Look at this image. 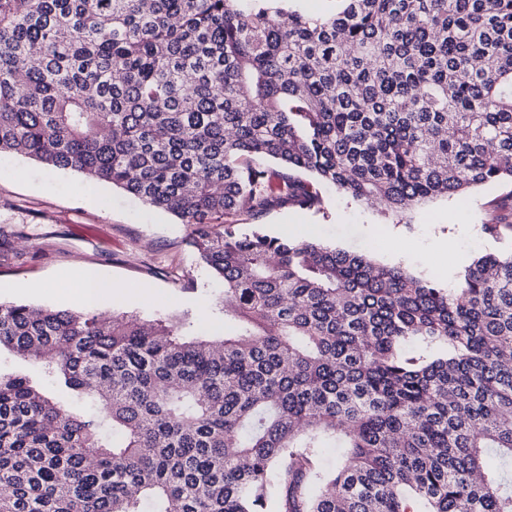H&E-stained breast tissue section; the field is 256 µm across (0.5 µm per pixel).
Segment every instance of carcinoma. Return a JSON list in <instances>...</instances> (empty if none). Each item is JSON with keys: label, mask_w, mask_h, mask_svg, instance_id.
Returning a JSON list of instances; mask_svg holds the SVG:
<instances>
[{"label": "carcinoma", "mask_w": 512, "mask_h": 512, "mask_svg": "<svg viewBox=\"0 0 512 512\" xmlns=\"http://www.w3.org/2000/svg\"><path fill=\"white\" fill-rule=\"evenodd\" d=\"M293 2L0 0V153L190 225L233 324L0 303L70 397L0 373V512H512V222L453 288L238 230L512 184V0Z\"/></svg>", "instance_id": "cac0c4a2"}]
</instances>
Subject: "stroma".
Returning a JSON list of instances; mask_svg holds the SVG:
<instances>
[{"label":"stroma","mask_w":512,"mask_h":512,"mask_svg":"<svg viewBox=\"0 0 512 512\" xmlns=\"http://www.w3.org/2000/svg\"><path fill=\"white\" fill-rule=\"evenodd\" d=\"M324 209L271 210L261 219L275 236L310 238L375 262L448 285V260L434 253V236L449 234L465 263L498 251L483 234L495 220L512 185L472 188L465 198H439L408 211L397 232L367 234L384 223L380 212L348 202L334 188L322 190ZM191 229L172 213L156 210L126 191L90 181L82 173L58 169L16 153L0 155V302L71 308L75 283L67 275L74 262L101 276L134 286L133 294L103 301L109 315L137 314L142 320L168 319L198 333L224 334V284L207 270L191 247ZM44 283L30 292V283Z\"/></svg>","instance_id":"stroma-1"}]
</instances>
